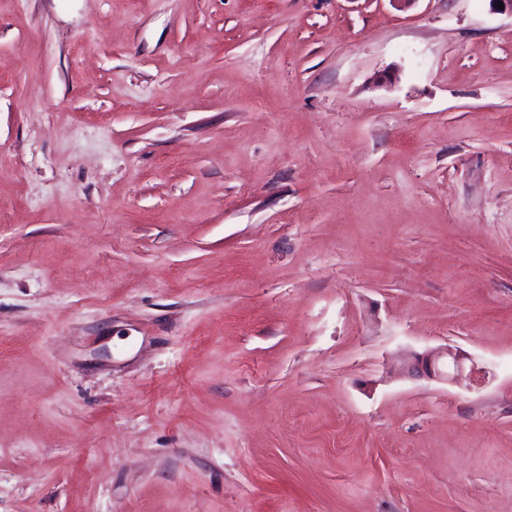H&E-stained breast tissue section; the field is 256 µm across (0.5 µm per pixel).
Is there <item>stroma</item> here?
<instances>
[{
    "label": "stroma",
    "mask_w": 512,
    "mask_h": 512,
    "mask_svg": "<svg viewBox=\"0 0 512 512\" xmlns=\"http://www.w3.org/2000/svg\"><path fill=\"white\" fill-rule=\"evenodd\" d=\"M0 512H512V15L0 0ZM444 357L447 358V369H449L451 365L453 367L451 379L458 380V377L461 376L463 369V357L448 348L430 350L421 354H416L411 365H408L407 372L414 376H424L427 378H444L448 381V378H450L451 375L448 370L444 372L442 369L443 363L441 360Z\"/></svg>",
    "instance_id": "1"
}]
</instances>
